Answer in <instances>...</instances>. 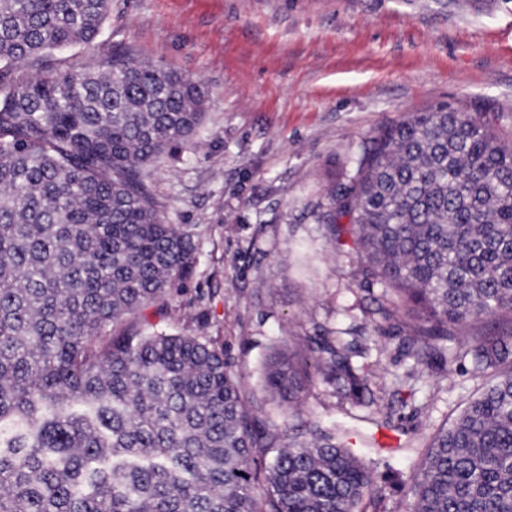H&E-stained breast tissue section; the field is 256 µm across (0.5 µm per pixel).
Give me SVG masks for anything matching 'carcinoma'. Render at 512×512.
Here are the masks:
<instances>
[{
    "label": "carcinoma",
    "mask_w": 512,
    "mask_h": 512,
    "mask_svg": "<svg viewBox=\"0 0 512 512\" xmlns=\"http://www.w3.org/2000/svg\"><path fill=\"white\" fill-rule=\"evenodd\" d=\"M112 0H0V512H366L380 488L339 424L267 440L223 351L147 330L142 311L191 274L190 231L165 221L148 169L193 143L199 78L131 57L22 78L90 45ZM332 204L363 273L417 320L424 362L482 317L512 316V148L440 107L379 130ZM371 336L310 346L315 373L363 399ZM450 361L499 367L425 443L410 512H512V330ZM290 354L264 389L296 403ZM270 454L264 469L257 454Z\"/></svg>",
    "instance_id": "1"
}]
</instances>
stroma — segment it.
<instances>
[{"mask_svg":"<svg viewBox=\"0 0 512 512\" xmlns=\"http://www.w3.org/2000/svg\"><path fill=\"white\" fill-rule=\"evenodd\" d=\"M125 54L202 79L192 147L150 170L166 221L191 231L193 271L155 329L222 348L245 402L261 397L279 351L371 336L355 358L371 404H339L307 383L300 405L269 401L277 444L315 421L349 431L382 489L380 512H408L421 444L486 382L447 355L416 362L390 291L364 279L348 222L331 226L333 185L368 137L448 106L512 146V0H112L98 39L44 67L99 68Z\"/></svg>","mask_w":512,"mask_h":512,"instance_id":"obj_1","label":"stroma"}]
</instances>
